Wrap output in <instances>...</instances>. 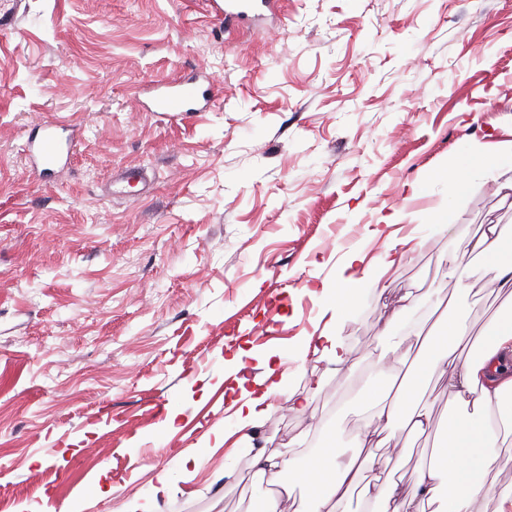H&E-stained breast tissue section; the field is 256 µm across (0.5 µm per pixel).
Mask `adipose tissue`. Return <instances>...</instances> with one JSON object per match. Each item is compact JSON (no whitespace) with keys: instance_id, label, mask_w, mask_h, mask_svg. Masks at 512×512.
Here are the masks:
<instances>
[{"instance_id":"1","label":"adipose tissue","mask_w":512,"mask_h":512,"mask_svg":"<svg viewBox=\"0 0 512 512\" xmlns=\"http://www.w3.org/2000/svg\"><path fill=\"white\" fill-rule=\"evenodd\" d=\"M419 247L411 235L392 241L371 279H351L337 287L335 308L351 306L364 287L385 288L393 266L411 258ZM477 258L483 259L492 271L490 284L504 295L508 308L507 314L496 318L486 330L479 353L462 354L460 345L470 334L469 326L465 320L451 317L434 331L424 334L413 329L404 332L398 341L405 357L413 358L430 372L447 373L448 405L453 409L437 448L419 470L415 490L406 493L391 482L365 486L359 483L364 464L361 450L379 446L400 425L416 433L429 428L426 407L415 398L419 380L412 377L396 386L386 383L373 389L374 410L362 421L355 436L357 455L340 460L329 447L300 457L263 448L253 450L255 476L279 488L278 494L270 497L266 512H339L341 504L357 488L362 491V512H426L430 505L435 512H481L480 502L488 496L494 500L493 512H512V487L493 494L487 486L498 436L486 420L494 410L512 415V228L486 225L478 236L452 251L450 274L459 289L471 288L473 261ZM237 386L240 396L232 406L239 433H248L266 419L273 395L283 394L290 411L305 410V396L283 393L275 368H267L259 379L238 378ZM468 404L472 405V412L455 414V407ZM299 483L304 484L306 494L296 508L292 499Z\"/></svg>"}]
</instances>
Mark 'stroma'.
Masks as SVG:
<instances>
[{"mask_svg":"<svg viewBox=\"0 0 512 512\" xmlns=\"http://www.w3.org/2000/svg\"><path fill=\"white\" fill-rule=\"evenodd\" d=\"M19 2L0 31V512H252L262 483L224 440L236 375L272 366L296 392L321 376L309 415L273 397L249 444L344 459L379 353L440 320L436 296L457 294L477 336L500 313L490 289L457 292L448 253L512 208L481 175L459 195L427 174L512 140V0H281L231 35L208 0ZM184 75L210 108L159 121L142 86ZM47 127L80 141L43 181L22 146ZM133 166L150 191L105 194ZM435 209L449 229L341 315L357 372L302 357L328 291L388 247L378 220L403 211L414 234Z\"/></svg>","mask_w":512,"mask_h":512,"instance_id":"obj_1","label":"stroma"}]
</instances>
